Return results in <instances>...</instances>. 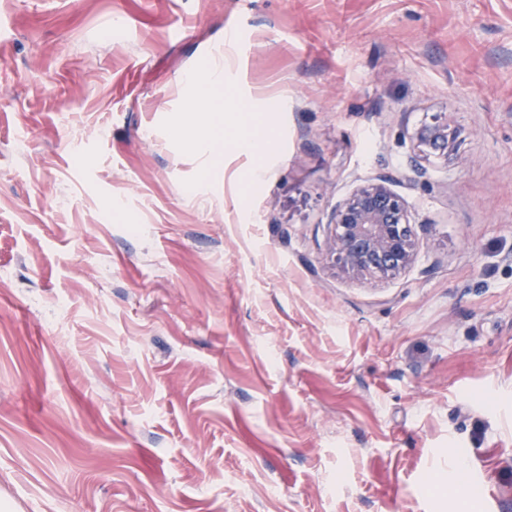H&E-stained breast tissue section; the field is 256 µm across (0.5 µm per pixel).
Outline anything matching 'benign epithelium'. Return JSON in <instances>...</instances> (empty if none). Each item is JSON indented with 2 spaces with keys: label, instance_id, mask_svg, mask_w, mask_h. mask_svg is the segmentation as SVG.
<instances>
[{
  "label": "benign epithelium",
  "instance_id": "obj_1",
  "mask_svg": "<svg viewBox=\"0 0 512 512\" xmlns=\"http://www.w3.org/2000/svg\"><path fill=\"white\" fill-rule=\"evenodd\" d=\"M412 139L421 158L448 157V120L416 128ZM328 247L344 271L369 279L392 278L410 268L419 246L408 202L384 176L353 193L331 215Z\"/></svg>",
  "mask_w": 512,
  "mask_h": 512
}]
</instances>
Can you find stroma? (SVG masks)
<instances>
[{"mask_svg":"<svg viewBox=\"0 0 512 512\" xmlns=\"http://www.w3.org/2000/svg\"><path fill=\"white\" fill-rule=\"evenodd\" d=\"M229 28L267 174L193 195ZM380 174L371 283L329 222ZM0 512H512V0H0ZM231 53V48L221 54L219 58H211L207 65L202 68L200 72H195L189 77V83L202 87L208 84H220L225 73H229L228 59ZM412 139L421 158L432 155L447 158L448 152L452 149L447 118L422 124L414 130ZM328 247L344 271L392 278L410 268L419 246L408 202L385 176L353 193L331 215Z\"/></svg>","mask_w":512,"mask_h":512,"instance_id":"35a3bbf8","label":"stroma"}]
</instances>
